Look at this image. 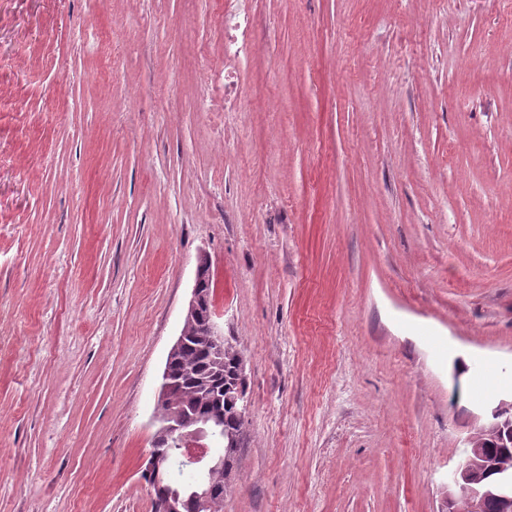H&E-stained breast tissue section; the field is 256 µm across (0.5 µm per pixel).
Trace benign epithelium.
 I'll use <instances>...</instances> for the list:
<instances>
[{
    "label": "benign epithelium",
    "mask_w": 512,
    "mask_h": 512,
    "mask_svg": "<svg viewBox=\"0 0 512 512\" xmlns=\"http://www.w3.org/2000/svg\"><path fill=\"white\" fill-rule=\"evenodd\" d=\"M204 305V296L199 285H194L188 303L185 319L195 320ZM203 336L207 350L217 363L224 362V330L208 317L203 325ZM246 384L244 363H239L238 378L232 385L224 386V400L237 407L238 414L247 417V404L242 394ZM512 410V401H501L493 407L485 422L471 433L466 444L469 452L462 463L449 475V484L458 488V494L446 498V512H485L487 502L495 500L499 512H512V481L503 480L495 484L485 481L484 472L490 466L483 448L482 436L499 434L510 428L508 412ZM158 430L152 442L148 463L144 473L151 482L154 491L162 489L164 473L163 446L171 444L192 465H198L209 472H224L225 481H230L232 468L227 466L226 455L241 447V437L234 432L224 434L225 454L210 453L209 446L203 440L212 437V433L222 424V416L215 412L207 414H187L184 410L155 411ZM216 492L213 488L195 492L183 500L176 493L162 496L163 512H211Z\"/></svg>",
    "instance_id": "1"
}]
</instances>
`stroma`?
<instances>
[{
  "label": "stroma",
  "mask_w": 512,
  "mask_h": 512,
  "mask_svg": "<svg viewBox=\"0 0 512 512\" xmlns=\"http://www.w3.org/2000/svg\"><path fill=\"white\" fill-rule=\"evenodd\" d=\"M0 0V512H154L200 258L224 512H443L512 399V0ZM242 3L243 2L240 3V1L232 2L230 0L224 3V93L226 83L229 85V88H232L231 84L236 82L235 89L237 90V73L235 70H232V68L253 48L251 36L247 30V16L250 11L243 7ZM241 16H243L242 21H236L232 24L234 19H239ZM232 31L235 33H232ZM229 68L231 69L226 72ZM235 78L237 79L235 80Z\"/></svg>",
  "instance_id": "35a3bbf8"
}]
</instances>
